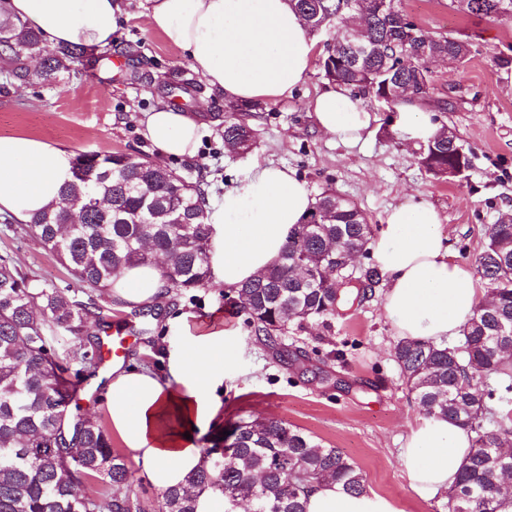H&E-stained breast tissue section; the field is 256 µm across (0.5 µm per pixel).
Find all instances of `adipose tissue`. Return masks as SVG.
Wrapping results in <instances>:
<instances>
[{
	"instance_id": "obj_1",
	"label": "adipose tissue",
	"mask_w": 512,
	"mask_h": 512,
	"mask_svg": "<svg viewBox=\"0 0 512 512\" xmlns=\"http://www.w3.org/2000/svg\"><path fill=\"white\" fill-rule=\"evenodd\" d=\"M7 9L49 45L104 47L119 28L123 8L141 16L182 51L205 84L230 101L276 102L307 75L315 51L290 0H7ZM319 128L358 144L373 120L359 100L335 86L317 95ZM403 138L427 143L440 128L419 105L397 107ZM144 137L164 159L197 153L206 125L189 113L158 103L145 112ZM71 154L22 135L0 137V214L19 223L56 203L71 177ZM314 199L288 167L254 164L244 182L205 204L211 228L212 287L229 292L277 262L290 232ZM442 219L423 199L387 212L369 248L387 275L383 311L400 339L441 341L460 335L485 291L470 267L456 258L441 231ZM114 299L131 309L163 303L165 282L157 264L126 269L112 283ZM230 352L220 333L186 335L167 355L166 376L136 361L113 363L100 404L111 431L149 482L161 492L185 486L204 463L197 437L215 424ZM467 430L439 416L420 417L400 452L415 493L425 499L451 488L470 451ZM307 512H397L389 500L344 493L333 480L317 484Z\"/></svg>"
}]
</instances>
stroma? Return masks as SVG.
<instances>
[{"label":"stroma","mask_w":512,"mask_h":512,"mask_svg":"<svg viewBox=\"0 0 512 512\" xmlns=\"http://www.w3.org/2000/svg\"><path fill=\"white\" fill-rule=\"evenodd\" d=\"M401 8L427 35L472 45L461 65H431L434 93L450 103L432 119L454 129L468 152L471 166L463 177L438 180L428 174L418 163L420 147L402 139L395 111L369 96L362 104L376 120L364 146L350 147L325 135L311 103L329 82L316 64L288 98L260 103L249 112L260 131L258 143L247 154H232L224 148L223 96L209 93L181 52L134 17L120 19L111 45L88 50L53 84L34 79L1 91L0 136H33L72 153L120 151L153 158L157 151L141 133L144 111L161 101L188 112L202 110L212 125L195 157L168 167L204 183L211 197L237 187L255 160L288 166L311 195L332 189L348 197L377 228L388 209L415 196L440 212L443 233L460 260L471 265L486 228L501 215H512V22L471 15L462 0H402ZM116 60L121 70H113ZM0 256L42 285L111 306L110 345L155 371H164V350L184 334L223 332L233 352L224 376V414L198 438L199 448L211 447L238 421L275 417L350 457L367 491L388 499L399 512H447L446 496L423 499L413 492L399 462L408 425L420 411L394 358L397 339L384 315L383 286L340 305L335 314L301 328L289 326L282 344L306 353L297 368L274 358L258 341L225 290L206 286L168 298L161 316L144 325L112 304L107 292L80 287L71 271L5 216L0 217ZM180 313L184 327L169 328L168 317Z\"/></svg>","instance_id":"obj_1"}]
</instances>
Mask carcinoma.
<instances>
[{"mask_svg": "<svg viewBox=\"0 0 512 512\" xmlns=\"http://www.w3.org/2000/svg\"><path fill=\"white\" fill-rule=\"evenodd\" d=\"M401 0L372 11L366 38L374 53L354 62L345 37L326 45L321 70L329 81L387 97V104H427L448 111V100L433 97L427 67L431 53L464 60L466 46L439 35L427 43L401 22ZM81 47L49 50L18 19L0 20V59L5 83L29 81L25 61L45 58L34 74L50 84L69 64L83 58ZM258 129L243 117L224 118V145L249 150ZM453 131L431 140L420 165L432 176L464 162ZM102 206L75 217L74 205L90 198ZM205 191L147 156L79 152L72 180L59 201L38 213L25 231L37 238L92 289L105 288L125 269L167 260L162 272L168 292L180 294L209 280L210 227L204 222ZM336 202L328 189L291 233L280 260L235 292L231 302L247 315L258 339L282 348L288 324L333 314L349 292L336 287L328 269L347 248L361 253L373 225L353 202ZM490 285L455 344L400 340L394 357L406 388L423 414L442 416L473 433L470 454L447 493L448 512H498V476L512 464V415H497L512 404V216L490 226L475 260ZM376 267L356 279L366 290L379 285ZM112 323L67 293L46 288L0 257V512H197L208 496L228 505L242 501L253 512H306L307 497L330 478L348 494L366 491L360 468L336 448H324L278 419L238 422L204 452V465L187 486L160 494L153 505L131 496L135 472L112 448L104 427L74 401L68 371L56 355L59 336L76 342L72 358L96 375L103 363V337Z\"/></svg>", "mask_w": 512, "mask_h": 512, "instance_id": "carcinoma-1", "label": "carcinoma"}]
</instances>
